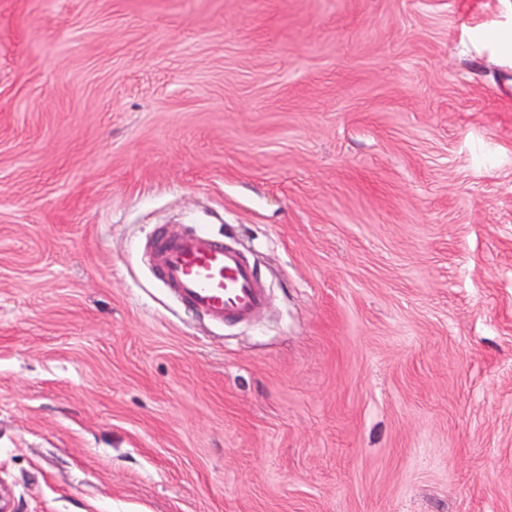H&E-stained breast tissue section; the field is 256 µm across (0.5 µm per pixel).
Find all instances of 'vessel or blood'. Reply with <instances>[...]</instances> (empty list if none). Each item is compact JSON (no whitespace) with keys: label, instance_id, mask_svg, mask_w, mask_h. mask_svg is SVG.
Instances as JSON below:
<instances>
[{"label":"vessel or blood","instance_id":"1","mask_svg":"<svg viewBox=\"0 0 512 512\" xmlns=\"http://www.w3.org/2000/svg\"><path fill=\"white\" fill-rule=\"evenodd\" d=\"M152 269L179 302L218 324L248 319L267 303L243 250L212 232L158 235Z\"/></svg>","mask_w":512,"mask_h":512}]
</instances>
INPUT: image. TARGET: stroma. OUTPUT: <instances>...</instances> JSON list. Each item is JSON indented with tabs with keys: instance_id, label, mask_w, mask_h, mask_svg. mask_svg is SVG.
<instances>
[{
	"instance_id": "obj_1",
	"label": "stroma",
	"mask_w": 512,
	"mask_h": 512,
	"mask_svg": "<svg viewBox=\"0 0 512 512\" xmlns=\"http://www.w3.org/2000/svg\"><path fill=\"white\" fill-rule=\"evenodd\" d=\"M0 498L512 512V0H0ZM152 270L179 302L218 324L248 319L267 304L244 251L212 232L158 235Z\"/></svg>"
}]
</instances>
